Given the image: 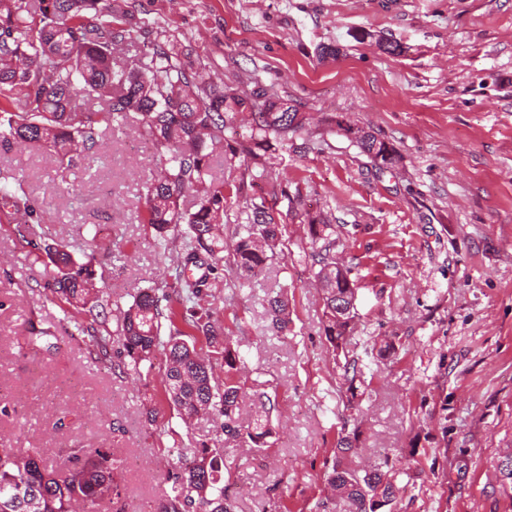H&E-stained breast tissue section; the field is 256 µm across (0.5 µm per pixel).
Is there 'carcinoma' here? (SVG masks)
<instances>
[{
    "mask_svg": "<svg viewBox=\"0 0 512 512\" xmlns=\"http://www.w3.org/2000/svg\"><path fill=\"white\" fill-rule=\"evenodd\" d=\"M101 0H0V148L27 144L53 150L66 169L78 168L94 152L110 127L135 115L164 158L160 173L145 186L147 223L158 239L176 253L180 291L140 288L122 312L113 332L90 326L88 333L99 359L112 358L124 373L140 374L164 356V386L177 414L186 421L215 414L224 443H244L264 451L274 444L271 413L275 401L255 391L252 420L240 418L245 396L240 379L243 357L201 302L209 277L190 274L210 261H224V212L227 199L243 200L248 223L234 228L230 263L238 278L255 279L277 257L285 225L278 223L264 196L247 194V183L215 182L211 160L218 150L225 159L262 166L261 157L284 144L304 126V116L284 100L259 91L246 93L208 81L195 66L189 49L155 30L153 53L145 65L117 62L113 54L132 39L139 23L116 18ZM337 131L349 139L379 170L395 167V147L341 121ZM0 207L26 225L40 222L29 197L16 181L1 176ZM194 204H182L184 193ZM316 249L310 255L324 292V336L332 353L341 355L342 380L348 402L359 396L366 364L347 349L356 318L355 281L336 266V226L318 214L308 219ZM54 267L51 288L69 305L97 322L102 312L93 288L96 273L88 260L67 246L47 248ZM268 328L276 336L288 331V297L268 295ZM169 324L170 334L160 330ZM203 336L224 353V381L197 351L191 339ZM116 355H110L113 343ZM358 430L341 436L325 472L329 486L339 489L345 512H392L398 488L388 461L363 467L345 463L355 452ZM80 464L64 478L53 476L36 453L0 448V512H74L82 497L95 505L119 495L120 462L103 448H73ZM184 459L168 472L170 489L157 512H231L227 498L224 450L206 445L183 449Z\"/></svg>",
    "mask_w": 512,
    "mask_h": 512,
    "instance_id": "obj_1",
    "label": "carcinoma"
}]
</instances>
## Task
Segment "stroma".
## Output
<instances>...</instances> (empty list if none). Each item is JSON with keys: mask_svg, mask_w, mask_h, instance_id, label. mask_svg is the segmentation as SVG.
<instances>
[{"mask_svg": "<svg viewBox=\"0 0 512 512\" xmlns=\"http://www.w3.org/2000/svg\"><path fill=\"white\" fill-rule=\"evenodd\" d=\"M191 47L218 85L261 90L306 118L265 159L253 190L287 186L275 214L284 247L258 283L238 287L228 263L205 303L240 347L247 386L274 396L276 441L228 447L234 512H319L325 466L342 429L359 428L357 462L389 458L395 512H512L494 474L512 448V0H111ZM400 44V53L385 51ZM335 45L338 57L320 48ZM341 116L397 149L378 170L346 137ZM136 120L107 131L88 167L53 152L0 149L41 216L39 247L0 221V447L38 452L57 472L73 448L124 464L119 497L96 512H143L169 490L180 447L217 446L208 415L186 424L162 365L125 376L95 358L49 287L44 244L93 256L104 326L140 288L170 289L176 262L146 222L144 186L161 160ZM336 226L333 253L357 285L350 348L372 358L358 405L346 402L323 333L307 217ZM286 289L292 322L271 335L266 293ZM55 337L33 352L30 327Z\"/></svg>", "mask_w": 512, "mask_h": 512, "instance_id": "1", "label": "stroma"}]
</instances>
